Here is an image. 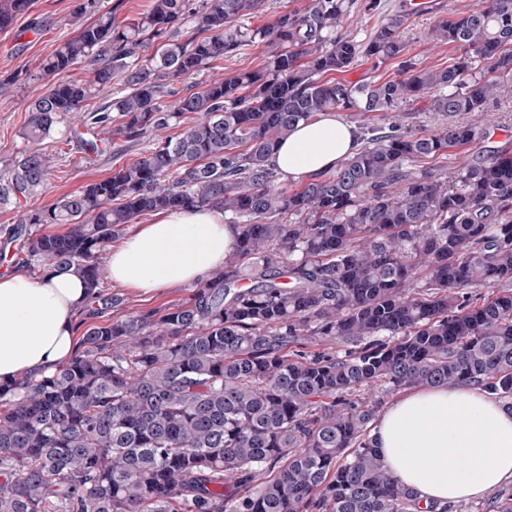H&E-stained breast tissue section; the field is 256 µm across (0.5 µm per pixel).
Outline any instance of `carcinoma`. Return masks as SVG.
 Wrapping results in <instances>:
<instances>
[{
  "mask_svg": "<svg viewBox=\"0 0 512 512\" xmlns=\"http://www.w3.org/2000/svg\"><path fill=\"white\" fill-rule=\"evenodd\" d=\"M263 0H152L126 23L96 15L41 66L52 79L23 138L69 118L153 146L136 162L0 227L37 265L77 272L100 300L81 313L78 352L40 378L0 385V512H420L375 447L380 395L470 385L512 409V147L463 161L454 180L425 158L479 138L466 121L512 99V0L438 21L463 53L443 69L401 62L399 79L334 78L359 57L402 56L405 17L365 43L336 36L348 0H310L250 31ZM32 0H0V29ZM256 41L258 70L176 84ZM155 47L151 55L141 50ZM482 59L489 76L473 77ZM77 65L90 79L70 76ZM109 96L93 111L85 103ZM441 118L402 131L400 106ZM364 117L359 148L293 191L270 162L294 126L324 112ZM192 124L162 136L171 121ZM49 159L26 152L0 176V205L42 191ZM224 210V265L162 311L109 310L107 247L140 217ZM63 224L45 234L37 227ZM473 288H490L483 296ZM479 512H512L496 488Z\"/></svg>",
  "mask_w": 512,
  "mask_h": 512,
  "instance_id": "carcinoma-1",
  "label": "carcinoma"
}]
</instances>
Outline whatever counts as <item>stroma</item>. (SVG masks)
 <instances>
[{
    "mask_svg": "<svg viewBox=\"0 0 512 512\" xmlns=\"http://www.w3.org/2000/svg\"><path fill=\"white\" fill-rule=\"evenodd\" d=\"M78 2L33 0L27 13L18 16L9 29L0 30V79L13 80L10 91L0 95V174L9 172L28 146L22 131L29 106L35 95L47 87L46 81H33V74L38 73L41 63L61 41L74 36L89 21L88 16L77 15ZM401 8L402 0H380L376 7L371 0H351L337 33L360 42L367 41L384 19ZM437 19L434 13L406 15L401 29L404 59L420 67L438 69L447 67L460 56L459 48L432 42L430 32ZM469 120L476 123L485 145L512 142L511 100L504 99L490 105L487 111L472 113ZM84 137L83 127L68 122L58 125L55 134L41 145L52 166L44 192L6 207L0 206V225L15 224L22 211L41 209L62 195L108 177L114 168L137 161L147 147L146 142H127L102 129L98 132L100 150L91 154L84 149ZM103 290L123 297V305L115 310L120 316L164 309L187 300L194 288L186 285L143 295L108 279Z\"/></svg>",
    "mask_w": 512,
    "mask_h": 512,
    "instance_id": "1",
    "label": "stroma"
}]
</instances>
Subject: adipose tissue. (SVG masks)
<instances>
[{
  "instance_id": "adipose-tissue-1",
  "label": "adipose tissue",
  "mask_w": 512,
  "mask_h": 512,
  "mask_svg": "<svg viewBox=\"0 0 512 512\" xmlns=\"http://www.w3.org/2000/svg\"><path fill=\"white\" fill-rule=\"evenodd\" d=\"M356 146L355 128L328 112L298 124L271 162L282 178L299 180L335 170ZM234 238L222 210L161 211L112 248L110 275L145 294L199 282L223 265ZM89 305V290L73 272L35 281L19 269L0 277V383L66 363ZM373 440L425 505L477 499L512 479V411L473 386L407 391L382 412Z\"/></svg>"
}]
</instances>
